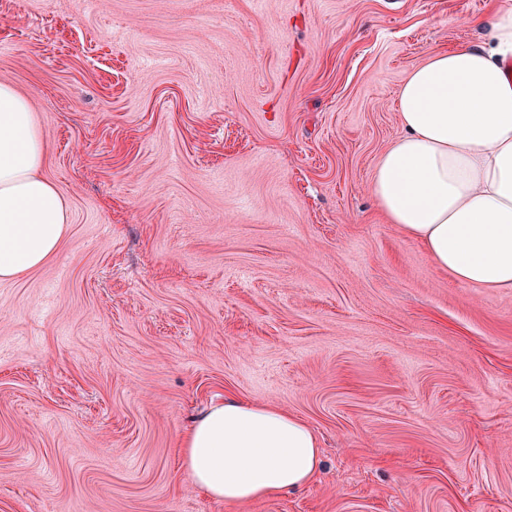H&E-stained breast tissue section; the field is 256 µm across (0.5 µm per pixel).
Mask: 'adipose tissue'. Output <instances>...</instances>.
I'll return each mask as SVG.
<instances>
[{"instance_id":"ef3b65f1","label":"adipose tissue","mask_w":512,"mask_h":512,"mask_svg":"<svg viewBox=\"0 0 512 512\" xmlns=\"http://www.w3.org/2000/svg\"><path fill=\"white\" fill-rule=\"evenodd\" d=\"M398 105L402 134L375 167L372 196L442 272L512 289V9L492 15L481 41L415 66ZM44 158L29 99L0 82V281L46 264L68 231ZM181 454L193 484L228 503L303 488L321 458L301 419L236 398L198 416Z\"/></svg>"}]
</instances>
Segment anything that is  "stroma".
I'll use <instances>...</instances> for the list:
<instances>
[{
    "instance_id": "35a3bbf8",
    "label": "stroma",
    "mask_w": 512,
    "mask_h": 512,
    "mask_svg": "<svg viewBox=\"0 0 512 512\" xmlns=\"http://www.w3.org/2000/svg\"><path fill=\"white\" fill-rule=\"evenodd\" d=\"M512 0H0L71 210L0 281V512H512V290L442 273L369 185L398 91ZM304 420L308 486L218 502L224 398Z\"/></svg>"
}]
</instances>
